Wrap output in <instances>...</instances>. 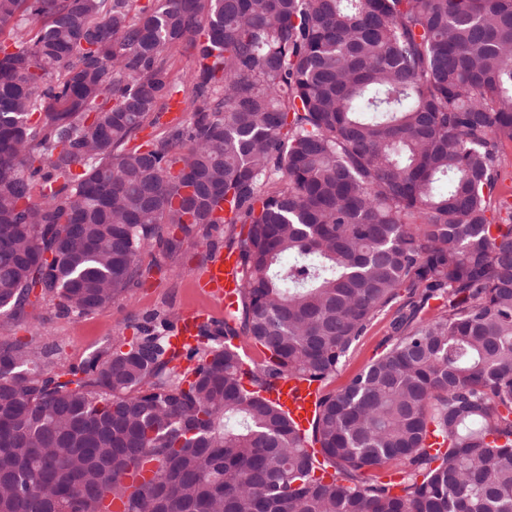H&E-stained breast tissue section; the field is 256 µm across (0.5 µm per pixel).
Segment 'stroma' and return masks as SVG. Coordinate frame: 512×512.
Listing matches in <instances>:
<instances>
[{"label":"stroma","mask_w":512,"mask_h":512,"mask_svg":"<svg viewBox=\"0 0 512 512\" xmlns=\"http://www.w3.org/2000/svg\"><path fill=\"white\" fill-rule=\"evenodd\" d=\"M225 225H217L205 241H187L177 256L167 258L158 249L141 256L143 276L130 285L112 306L76 317L59 314L48 303L26 306L23 315L9 321L5 333L46 348L58 367L79 365L91 353L108 346L113 336H132L134 323L148 318L183 316L205 311L208 320L223 321V305L195 286L209 249H225ZM396 306L380 312L364 336L350 349L340 372L326 385L335 392L348 384L393 341L392 321Z\"/></svg>","instance_id":"obj_1"}]
</instances>
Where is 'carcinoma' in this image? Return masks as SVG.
<instances>
[{
	"label": "carcinoma",
	"instance_id": "obj_1",
	"mask_svg": "<svg viewBox=\"0 0 512 512\" xmlns=\"http://www.w3.org/2000/svg\"><path fill=\"white\" fill-rule=\"evenodd\" d=\"M507 143L512 0H0V315L106 308L218 224L242 266L240 327L183 351L0 336V512H512ZM403 291L300 431L267 394ZM406 296V293H403L391 306L374 318L365 335L350 349L340 372L328 381L326 392L342 389L352 377L360 373L393 342L392 321L397 315V310L406 302Z\"/></svg>",
	"mask_w": 512,
	"mask_h": 512
}]
</instances>
